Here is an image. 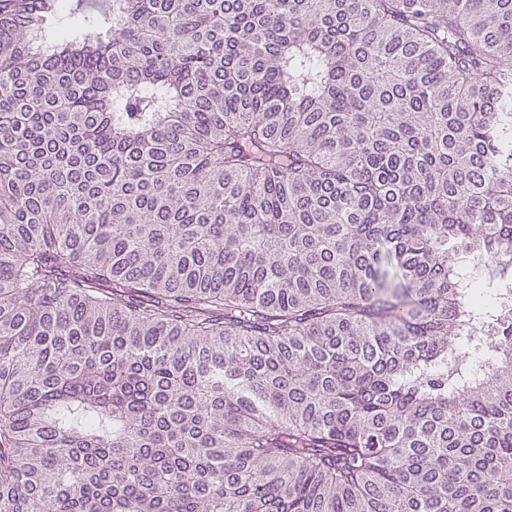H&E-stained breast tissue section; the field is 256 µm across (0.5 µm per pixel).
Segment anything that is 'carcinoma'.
Masks as SVG:
<instances>
[{
    "mask_svg": "<svg viewBox=\"0 0 512 512\" xmlns=\"http://www.w3.org/2000/svg\"><path fill=\"white\" fill-rule=\"evenodd\" d=\"M108 2L0 0V512H512V0Z\"/></svg>",
    "mask_w": 512,
    "mask_h": 512,
    "instance_id": "carcinoma-1",
    "label": "carcinoma"
}]
</instances>
